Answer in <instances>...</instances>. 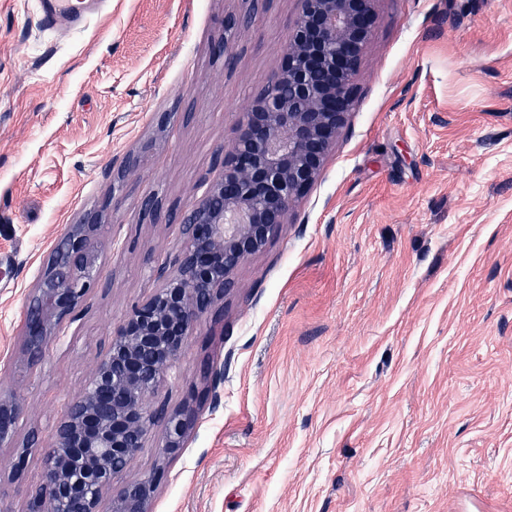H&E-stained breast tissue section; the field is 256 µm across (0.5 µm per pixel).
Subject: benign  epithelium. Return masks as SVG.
I'll use <instances>...</instances> for the list:
<instances>
[{
  "label": "benign epithelium",
  "mask_w": 512,
  "mask_h": 512,
  "mask_svg": "<svg viewBox=\"0 0 512 512\" xmlns=\"http://www.w3.org/2000/svg\"><path fill=\"white\" fill-rule=\"evenodd\" d=\"M299 2L280 62L225 152L223 174L182 217L184 250L172 266L157 269L162 286L132 306L91 380L67 404L28 512H151L165 467L119 487L115 481L153 427L163 428L167 454L184 447L194 428V406L172 408L156 399L161 381L197 323L223 315L220 303L236 288L234 270L288 223L356 106L354 78L376 26V0ZM245 23L240 16L224 18L214 56L230 59L232 37ZM141 211L156 220L158 198L146 195ZM107 226L96 211L85 223L69 225L53 245L26 295L22 347L29 364H37L61 326L77 318L96 281L98 241ZM200 372L204 386L191 398L216 409L224 366L205 361ZM23 413L13 396L0 393V444L12 440Z\"/></svg>",
  "instance_id": "7a95c632"
}]
</instances>
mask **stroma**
Masks as SVG:
<instances>
[{"mask_svg": "<svg viewBox=\"0 0 512 512\" xmlns=\"http://www.w3.org/2000/svg\"><path fill=\"white\" fill-rule=\"evenodd\" d=\"M358 101L321 176L236 270L157 395L224 367L184 448L154 429L124 478L166 464L153 512H512V0H377ZM251 13L230 61L211 47ZM299 0H112L80 30L0 0V512H26L68 402L184 247ZM155 194L157 223L141 216ZM107 210L97 284L47 348L24 301L67 225ZM30 445L26 469L8 465ZM204 386L201 390H194L191 398L195 404L209 403L212 409L218 408L224 395V367L204 361L200 368ZM23 413V406L12 395L0 393V444L12 440Z\"/></svg>", "mask_w": 512, "mask_h": 512, "instance_id": "stroma-1", "label": "stroma"}]
</instances>
